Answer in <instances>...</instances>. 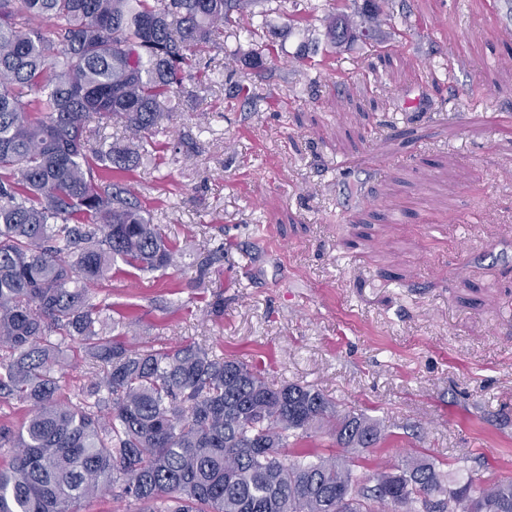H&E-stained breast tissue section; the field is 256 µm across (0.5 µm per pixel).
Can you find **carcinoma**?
Masks as SVG:
<instances>
[{"mask_svg":"<svg viewBox=\"0 0 512 512\" xmlns=\"http://www.w3.org/2000/svg\"><path fill=\"white\" fill-rule=\"evenodd\" d=\"M257 2L0 0V396L30 406L0 430L14 449L0 512H79L116 484L142 512H512V478L478 487L466 457L446 471L419 452L359 478L372 419L201 345L130 347L92 302L117 262L148 272L175 255L100 172L149 153L196 49ZM362 32L341 12L325 46ZM112 119L127 137L106 149L90 123ZM72 337L106 366L76 402L52 375ZM320 430L336 449L288 459Z\"/></svg>","mask_w":512,"mask_h":512,"instance_id":"obj_1","label":"carcinoma"}]
</instances>
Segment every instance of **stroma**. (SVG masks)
I'll list each match as a JSON object with an SVG mask.
<instances>
[{
  "instance_id": "stroma-1",
  "label": "stroma",
  "mask_w": 512,
  "mask_h": 512,
  "mask_svg": "<svg viewBox=\"0 0 512 512\" xmlns=\"http://www.w3.org/2000/svg\"><path fill=\"white\" fill-rule=\"evenodd\" d=\"M337 7L367 17L263 0L197 53L126 178L177 259L116 264L93 300L131 345H201L366 414L370 464L467 453L477 484L512 477V133L485 121L512 114V0H382L371 40L296 61ZM102 370L69 342L63 395Z\"/></svg>"
}]
</instances>
